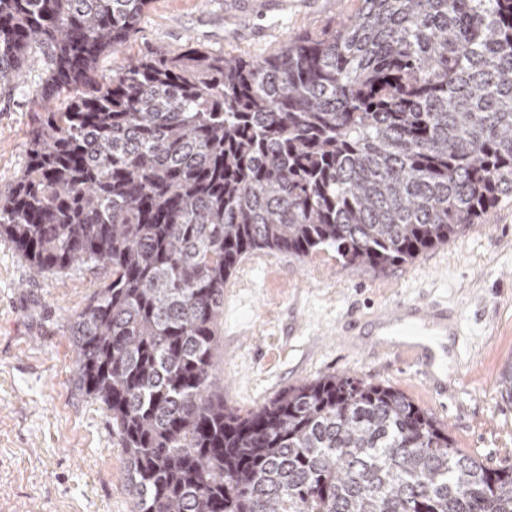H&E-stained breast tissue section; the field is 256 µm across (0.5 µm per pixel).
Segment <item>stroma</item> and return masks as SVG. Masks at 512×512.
Segmentation results:
<instances>
[{
  "instance_id": "1",
  "label": "stroma",
  "mask_w": 512,
  "mask_h": 512,
  "mask_svg": "<svg viewBox=\"0 0 512 512\" xmlns=\"http://www.w3.org/2000/svg\"><path fill=\"white\" fill-rule=\"evenodd\" d=\"M358 0H150L119 52L97 74L156 50L193 43L227 56L265 57L290 37L316 35L352 15ZM39 68L0 92V194L23 172L42 114L30 94ZM108 274L74 266L63 277L34 273L0 237V512H136L128 460L112 414L73 379L70 325ZM444 300L460 315L448 393L438 395L408 357L371 351V337L337 335L367 305ZM215 373L240 412L286 388L348 374L403 392L448 427L455 448L488 466L512 462V402L500 377L512 362V201L464 236L373 276L342 266L330 249L303 260L249 255L224 287Z\"/></svg>"
}]
</instances>
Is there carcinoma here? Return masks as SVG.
<instances>
[{"label": "carcinoma", "instance_id": "obj_1", "mask_svg": "<svg viewBox=\"0 0 512 512\" xmlns=\"http://www.w3.org/2000/svg\"><path fill=\"white\" fill-rule=\"evenodd\" d=\"M149 2L0 0V90L41 60L46 112L0 236L38 274L111 270L73 373L137 512H512V463L397 389L328 375L242 414L214 374L247 255L330 248L376 276L512 200V0H360L261 60L190 47L96 79Z\"/></svg>", "mask_w": 512, "mask_h": 512}]
</instances>
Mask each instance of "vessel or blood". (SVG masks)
I'll list each match as a JSON object with an SVG mask.
<instances>
[{"label":"vessel or blood","instance_id":"1","mask_svg":"<svg viewBox=\"0 0 512 512\" xmlns=\"http://www.w3.org/2000/svg\"><path fill=\"white\" fill-rule=\"evenodd\" d=\"M371 317L375 329L383 334L376 350L406 352L422 379L437 393L447 394V366L438 360L436 351L442 346V337L461 333L447 304L421 300L383 303L373 309Z\"/></svg>","mask_w":512,"mask_h":512}]
</instances>
